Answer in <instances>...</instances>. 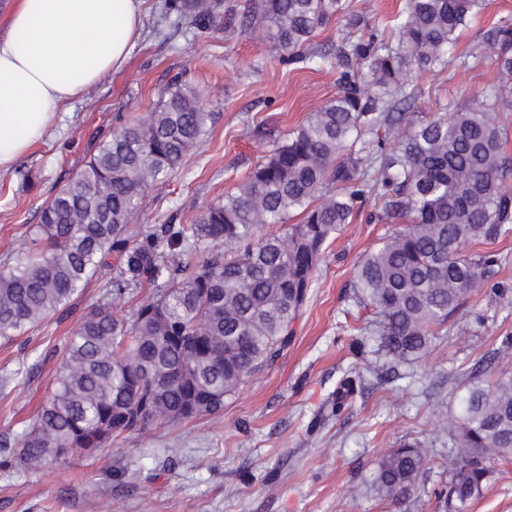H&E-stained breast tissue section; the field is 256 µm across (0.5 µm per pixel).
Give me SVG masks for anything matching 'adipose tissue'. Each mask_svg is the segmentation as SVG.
<instances>
[{
	"label": "adipose tissue",
	"mask_w": 512,
	"mask_h": 512,
	"mask_svg": "<svg viewBox=\"0 0 512 512\" xmlns=\"http://www.w3.org/2000/svg\"><path fill=\"white\" fill-rule=\"evenodd\" d=\"M143 0H16L0 29V173L57 112L120 71L141 34Z\"/></svg>",
	"instance_id": "adipose-tissue-1"
}]
</instances>
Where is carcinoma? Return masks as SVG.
<instances>
[{"label":"carcinoma","mask_w":512,"mask_h":512,"mask_svg":"<svg viewBox=\"0 0 512 512\" xmlns=\"http://www.w3.org/2000/svg\"><path fill=\"white\" fill-rule=\"evenodd\" d=\"M223 0H165L164 18L202 30ZM484 0H406L395 37L360 29L352 0H260L274 50L291 63L340 70L341 91L277 144L236 191L189 224L132 227L146 189L177 173L212 122L204 95L176 76L154 109L112 130L84 168L44 204L0 267V338L11 340L62 311L109 254L119 264L101 307L70 336L51 397L22 439L32 469L82 448H106L121 434L169 426L224 408L288 346L290 325L313 287L332 236L372 194L385 218H407L357 271L360 301L381 318L386 355H425L436 329L463 299L492 280L500 257L467 244L512 234V166L487 108L414 121L392 145L364 136L402 119L415 74L448 66V45ZM341 16L356 34L336 55L305 50L317 29ZM491 49L512 80V23ZM297 211L301 219L287 224ZM229 246L215 249L218 242ZM207 256L183 275L179 249ZM154 287L130 316L116 306ZM474 385L453 423L448 512H468L497 461L512 459V378ZM143 420L113 427L118 411ZM412 445L380 455L375 478L387 498L410 494L424 474Z\"/></svg>","instance_id":"obj_1"}]
</instances>
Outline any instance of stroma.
I'll use <instances>...</instances> for the list:
<instances>
[{
    "label": "stroma",
    "mask_w": 512,
    "mask_h": 512,
    "mask_svg": "<svg viewBox=\"0 0 512 512\" xmlns=\"http://www.w3.org/2000/svg\"><path fill=\"white\" fill-rule=\"evenodd\" d=\"M165 0H144L141 38L125 67L58 113L43 139L0 174V264L37 211L83 167L113 127L141 118L175 75L202 89L213 120L182 171L149 187L143 224H187L233 191L275 144L311 112L335 98L333 69H304L269 49L270 31L254 11L259 0H224L220 16L199 35L163 16ZM512 0H485L449 47L440 72L418 74L405 122L378 132L394 141L411 122L449 110L482 108L499 82L484 47ZM469 60L467 77L456 76ZM366 197L352 224L330 241L314 286L291 325L277 362L250 377L215 415L151 426L89 455L80 451L26 469L21 437L54 388L72 331L111 305L105 266L68 308L11 341H0V512H448L450 436L437 414L456 417L468 375L489 358L493 376L512 377V305L477 288L437 329L428 353L400 362L380 380L388 358L373 328L378 316L359 302L356 271L399 219L378 220ZM30 378L16 377L19 366ZM426 449L425 472L405 500L378 494L374 478L385 448ZM469 512H512V461L495 464Z\"/></svg>",
    "instance_id": "1"
}]
</instances>
